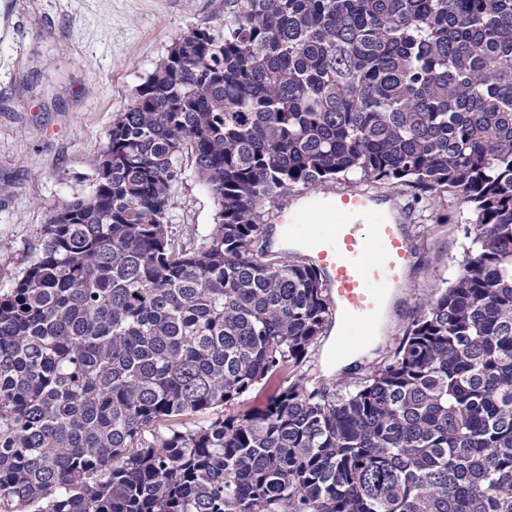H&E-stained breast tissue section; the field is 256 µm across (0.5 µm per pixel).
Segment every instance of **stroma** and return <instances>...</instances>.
Listing matches in <instances>:
<instances>
[{
	"label": "stroma",
	"mask_w": 512,
	"mask_h": 512,
	"mask_svg": "<svg viewBox=\"0 0 512 512\" xmlns=\"http://www.w3.org/2000/svg\"><path fill=\"white\" fill-rule=\"evenodd\" d=\"M224 21V0H0V291L35 257L51 206L92 189L93 162L118 112L184 32ZM171 188L168 226L189 250L214 224L215 206L190 155ZM405 211L414 251L399 302L387 313L381 350L335 370L320 351L262 380L237 403H266L285 383L352 382L401 342L419 305L453 280L465 259L466 204L454 192L380 186Z\"/></svg>",
	"instance_id": "1"
}]
</instances>
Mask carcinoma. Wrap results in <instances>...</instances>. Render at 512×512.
Returning <instances> with one entry per match:
<instances>
[{
	"instance_id": "obj_1",
	"label": "carcinoma",
	"mask_w": 512,
	"mask_h": 512,
	"mask_svg": "<svg viewBox=\"0 0 512 512\" xmlns=\"http://www.w3.org/2000/svg\"><path fill=\"white\" fill-rule=\"evenodd\" d=\"M185 152L216 212L179 251ZM93 167L0 293V512H512V0H224ZM350 177L459 193L462 271L355 391L193 421L327 330L259 209Z\"/></svg>"
}]
</instances>
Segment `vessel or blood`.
<instances>
[{
    "instance_id": "b4317fda",
    "label": "vessel or blood",
    "mask_w": 512,
    "mask_h": 512,
    "mask_svg": "<svg viewBox=\"0 0 512 512\" xmlns=\"http://www.w3.org/2000/svg\"><path fill=\"white\" fill-rule=\"evenodd\" d=\"M397 203L352 190L322 199L321 232L304 236L311 261L340 313L339 325L360 340L375 335L378 316L405 278L412 252Z\"/></svg>"
}]
</instances>
